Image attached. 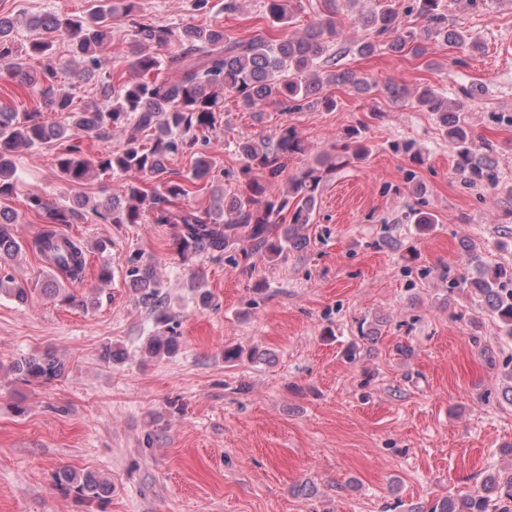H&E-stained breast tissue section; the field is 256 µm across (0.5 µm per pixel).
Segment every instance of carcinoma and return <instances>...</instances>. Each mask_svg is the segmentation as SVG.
Returning a JSON list of instances; mask_svg holds the SVG:
<instances>
[{"label": "carcinoma", "instance_id": "obj_1", "mask_svg": "<svg viewBox=\"0 0 512 512\" xmlns=\"http://www.w3.org/2000/svg\"><path fill=\"white\" fill-rule=\"evenodd\" d=\"M131 27V54L137 77L124 80L114 76L111 58L105 54L110 40L111 9L100 6L86 16L35 15L27 26L40 32L25 53L18 52L12 33L14 20L0 15V65L4 76L31 89L40 98L26 112L0 110V198L18 190L16 158L79 134L108 136L118 129L124 139L112 151L88 157L70 146L56 155V167L68 184H80L94 175L119 177L125 181L118 196H110L102 207L86 211V202L74 206L49 203L35 195L29 206L44 212L47 225L29 247L44 257L66 279L80 283L86 275V252L74 238H61L56 224H78L91 213L111 224H169L174 228L172 245L184 260L202 254L221 255L238 245L246 259L279 258L284 252L303 247L305 227L314 222L318 198L327 178L336 171L361 163L370 153L366 125L344 131L332 151L314 158L311 164L289 176L287 189L269 191L266 178H276L286 169L290 157L309 153V145L292 126L259 142L241 141L237 153L241 165L228 176L241 188L228 194L212 195L205 207L190 203L192 187L210 177L215 162L209 153V134L224 111V94H232L240 107L253 112L272 104L279 111L307 112L314 108L336 109V97L324 93L327 85L350 86L358 92L369 83L349 71L323 73L320 66L334 60L332 46L342 31L336 25V10L302 35H283L301 0H264L268 30L250 38H236L221 26H182L147 21L140 14L139 0H120ZM411 11L420 19L419 28L402 27L396 12L380 8L361 17L369 32L358 53L375 51V40L387 39L392 51L420 57L425 41L436 38L463 46L466 37L448 29L442 0H413ZM72 39L81 70L78 78L101 77L111 95L100 104L82 110L74 108L75 96L55 89L59 67L54 58V37ZM178 45L169 51L172 45ZM37 56L39 70H31L24 56ZM174 73L170 79L166 74ZM415 102L433 112L444 139L454 150L457 169L472 187L495 189L500 185L492 159L478 152L471 132L458 111L438 90L422 85L414 91ZM63 116V122L48 125L42 109ZM408 156L412 168L404 172V188L422 196L414 167L424 164L423 154L410 142L396 144ZM194 152L191 171L183 175L168 168L169 157ZM17 215L0 207V294L23 304L29 289L8 272V261L18 256L23 244L13 233ZM156 261L136 255L127 260L124 276L136 300L155 315L163 331L150 337L146 351L151 358L170 357L179 350L174 335L166 334L171 317L157 288ZM467 288L479 299L482 309L512 339V267L485 264L478 275L465 276L453 284ZM192 288L199 306L209 308L213 296L203 280L193 277ZM11 370L29 383H48L64 376L65 362L46 351L12 362ZM60 486L78 498L101 501L112 493L111 482L96 471H58ZM418 512H512V472L491 473L474 490L458 497H443Z\"/></svg>", "mask_w": 512, "mask_h": 512}]
</instances>
